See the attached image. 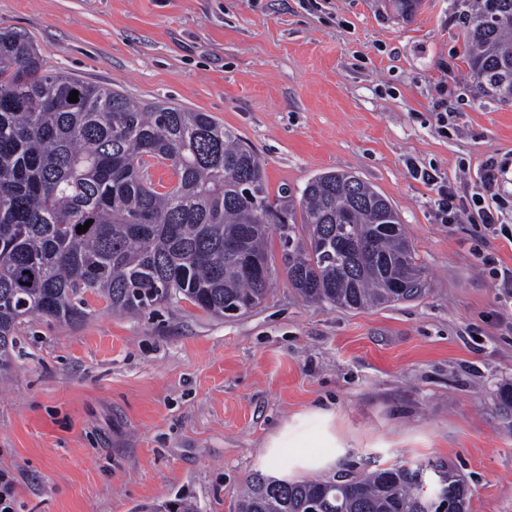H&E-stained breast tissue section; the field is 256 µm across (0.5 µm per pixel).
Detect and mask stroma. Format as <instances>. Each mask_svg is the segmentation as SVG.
Listing matches in <instances>:
<instances>
[{
	"instance_id": "35a3bbf8",
	"label": "stroma",
	"mask_w": 512,
	"mask_h": 512,
	"mask_svg": "<svg viewBox=\"0 0 512 512\" xmlns=\"http://www.w3.org/2000/svg\"><path fill=\"white\" fill-rule=\"evenodd\" d=\"M466 0H0V31L24 33L49 69L145 105L170 101L236 131L265 164L270 195L349 171L398 210L430 290L346 311L305 301L277 272L267 300L233 319L173 299L137 314L88 297L76 324L28 318L0 387V475L15 512H147L177 498L230 512L270 474L284 423L319 435L334 410L333 481L399 462H453L471 512H512V295L491 269L512 247L476 209L442 223L411 166L470 196L487 160L506 167L512 225V102L468 66ZM447 113L440 129L438 113Z\"/></svg>"
}]
</instances>
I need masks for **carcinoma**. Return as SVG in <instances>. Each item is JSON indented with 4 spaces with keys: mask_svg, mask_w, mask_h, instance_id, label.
Masks as SVG:
<instances>
[{
    "mask_svg": "<svg viewBox=\"0 0 512 512\" xmlns=\"http://www.w3.org/2000/svg\"><path fill=\"white\" fill-rule=\"evenodd\" d=\"M468 64L483 93L512 101V0H474ZM78 91L79 101L68 97ZM155 161L175 182L145 177ZM91 221L78 233L77 227ZM288 250V283L309 302L358 311L421 298L425 268L392 203L350 172L270 198L264 162L207 112L138 106L109 86L51 72L33 43L0 32V373L29 317L79 322L84 295L136 313L182 297L234 318L267 297L268 239ZM234 242L235 252L224 243ZM267 264L257 279L243 271ZM469 512L472 491L441 461L341 480L250 474L236 512H428L426 482Z\"/></svg>",
    "mask_w": 512,
    "mask_h": 512,
    "instance_id": "1",
    "label": "carcinoma"
}]
</instances>
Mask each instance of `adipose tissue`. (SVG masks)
<instances>
[{
	"instance_id": "ef3b65f1",
	"label": "adipose tissue",
	"mask_w": 512,
	"mask_h": 512,
	"mask_svg": "<svg viewBox=\"0 0 512 512\" xmlns=\"http://www.w3.org/2000/svg\"><path fill=\"white\" fill-rule=\"evenodd\" d=\"M312 419L324 425L325 431L319 436L315 445L308 446L301 435L295 434L288 427H281L270 435L265 443V457L277 473H287L295 465L324 466L328 459L322 451L336 445V433L329 425L334 418L332 412L317 409L311 413Z\"/></svg>"
}]
</instances>
